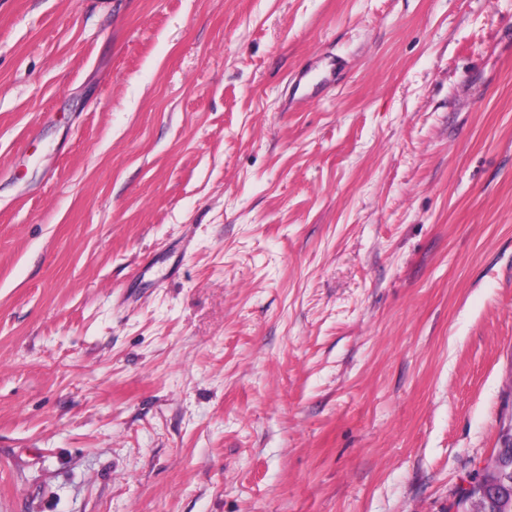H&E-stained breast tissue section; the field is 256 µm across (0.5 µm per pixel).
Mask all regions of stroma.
<instances>
[{"mask_svg": "<svg viewBox=\"0 0 512 512\" xmlns=\"http://www.w3.org/2000/svg\"><path fill=\"white\" fill-rule=\"evenodd\" d=\"M512 422V0H0V512H454Z\"/></svg>", "mask_w": 512, "mask_h": 512, "instance_id": "35a3bbf8", "label": "stroma"}]
</instances>
